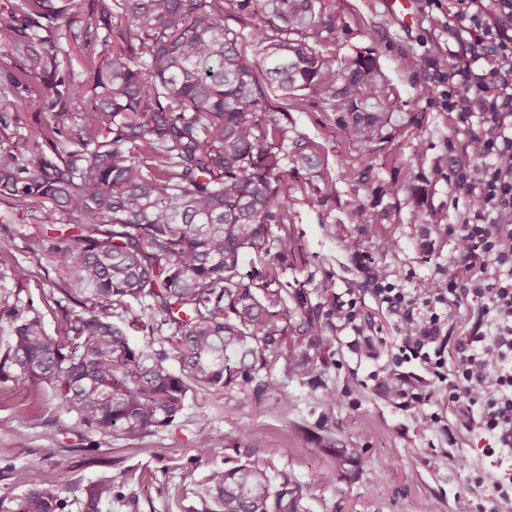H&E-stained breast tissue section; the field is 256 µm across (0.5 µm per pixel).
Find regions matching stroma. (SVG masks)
<instances>
[{"label":"stroma","instance_id":"obj_1","mask_svg":"<svg viewBox=\"0 0 512 512\" xmlns=\"http://www.w3.org/2000/svg\"><path fill=\"white\" fill-rule=\"evenodd\" d=\"M320 27L307 39L330 70L341 72L356 56L373 54L389 85L387 109L402 125L382 142L363 144L311 92L282 107L269 93L266 112L281 115L292 138H307L322 149L332 188L304 173L294 174L289 202L291 232L306 261L289 263L283 274L289 289L306 293L312 305L335 301L330 320L332 346L312 380L272 374L279 389L236 393L238 410L225 412L222 399L203 393L189 398L171 426L130 446L121 440L89 444L72 434L69 420L54 408L53 394L38 386L0 383V498L30 488L33 480L63 488L76 499L91 480L113 479L122 492L103 512H200V493L210 471L225 460L266 461L272 469L308 489L307 512H468L470 476L486 469L489 439L460 430L449 448L455 424L448 394L428 384L429 397L416 413L386 396L380 381L393 369L405 331L383 303L370 278L373 266L387 267L394 287L415 299L417 317H427L429 284L454 269L449 225L466 209L465 195L449 182L455 146L467 138L454 113L443 105L448 88V37L454 0H413L412 19L403 22L383 0H322ZM0 299L20 310L41 313L55 334L58 312L46 308L44 294L62 280L49 259L48 240L27 213L0 201ZM361 241L359 252L348 245ZM20 265L34 272L15 279ZM372 337L375 351L364 339ZM333 412L336 432L326 441L320 427ZM437 415L433 427L425 416ZM209 442H201V435ZM363 449L377 467L369 477L336 471L328 445ZM277 456H268V449Z\"/></svg>","mask_w":512,"mask_h":512}]
</instances>
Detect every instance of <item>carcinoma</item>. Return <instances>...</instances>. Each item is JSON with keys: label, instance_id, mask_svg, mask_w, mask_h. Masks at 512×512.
Instances as JSON below:
<instances>
[{"label": "carcinoma", "instance_id": "cac0c4a2", "mask_svg": "<svg viewBox=\"0 0 512 512\" xmlns=\"http://www.w3.org/2000/svg\"><path fill=\"white\" fill-rule=\"evenodd\" d=\"M230 0H15L0 13V36L24 52L3 89L42 83L50 108L73 127L48 123L19 131L20 117L0 113V200L47 208L69 218L73 234L50 248L63 272L60 336L41 316L0 303L12 336L0 351V382L41 385L71 415L79 436L136 442L168 427L188 393L224 398L250 384L280 387L270 362L298 380L312 376L330 348L322 316L306 294H288L281 278L294 249L288 170L325 178L318 145L295 143L275 118L258 126L266 90L283 105L302 90L349 115L359 141H381L391 124L387 87L376 57L352 60L337 75L303 34L318 0H263L249 36L224 25ZM103 30L104 52L83 46V71L62 66V40L77 43L74 25ZM79 302L82 311L68 309ZM293 299L302 330L287 334L284 307ZM137 304L131 326L149 329L139 345L112 321ZM168 343L171 350L157 349ZM179 372L167 364L169 353ZM340 469L366 470L360 448L334 449ZM308 488L267 463L230 462L212 471L204 512H303ZM120 495L93 480L77 499L79 512H102ZM58 488L33 484L0 499V512H68Z\"/></svg>", "mask_w": 512, "mask_h": 512}]
</instances>
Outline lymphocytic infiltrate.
Wrapping results in <instances>:
<instances>
[{
	"label": "lymphocytic infiltrate",
	"mask_w": 512,
	"mask_h": 512,
	"mask_svg": "<svg viewBox=\"0 0 512 512\" xmlns=\"http://www.w3.org/2000/svg\"><path fill=\"white\" fill-rule=\"evenodd\" d=\"M487 14L482 0H457L455 18L465 37L448 56L445 105L461 123L477 119L464 145L466 158L453 167L455 185L471 206L449 228L455 241V272L432 289L434 303L463 296L479 299L483 319L469 336L452 341L441 316L414 321L406 296L375 271L379 296L402 309L406 334L399 360L420 361L432 381L448 391V404L465 429L479 427L490 439L485 450L497 464L492 504L478 512H499L512 502V279L496 269L512 268V228L497 216L512 215V0H494Z\"/></svg>",
	"instance_id": "obj_1"
}]
</instances>
